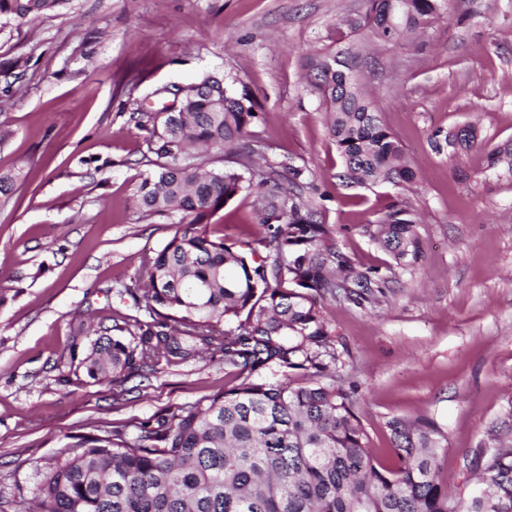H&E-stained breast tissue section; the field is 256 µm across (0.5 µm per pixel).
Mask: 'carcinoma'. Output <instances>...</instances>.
<instances>
[{
  "label": "carcinoma",
  "mask_w": 512,
  "mask_h": 512,
  "mask_svg": "<svg viewBox=\"0 0 512 512\" xmlns=\"http://www.w3.org/2000/svg\"><path fill=\"white\" fill-rule=\"evenodd\" d=\"M67 0H0V18L45 16ZM353 32L383 43L409 40L448 0H368ZM349 48L306 61L347 184L410 186L415 171L384 124ZM256 118L247 91L206 76L146 139L157 170L137 190L147 216H180L167 244L116 290L143 301L146 318L115 322L85 358L94 381L120 383L219 354L235 384L154 420L114 425L66 443L38 488L36 512H512V448L485 463L481 497L448 503L439 453L446 437L428 418H393L397 465L371 456L350 395L322 382L336 353L317 298L372 304L387 287L356 269L303 200L305 170L268 159L244 139ZM462 149L476 129L453 135ZM227 165L209 166L212 151ZM512 169V142L488 153ZM259 176L260 236L236 247L210 218ZM417 220L405 200L389 206L372 240L401 265L416 258ZM291 287H283L284 283ZM112 335H107V332Z\"/></svg>",
  "instance_id": "cac0c4a2"
}]
</instances>
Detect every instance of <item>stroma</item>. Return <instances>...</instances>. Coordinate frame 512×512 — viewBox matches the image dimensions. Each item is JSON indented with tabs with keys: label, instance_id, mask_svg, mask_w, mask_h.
I'll return each mask as SVG.
<instances>
[{
	"label": "stroma",
	"instance_id": "35a3bbf8",
	"mask_svg": "<svg viewBox=\"0 0 512 512\" xmlns=\"http://www.w3.org/2000/svg\"><path fill=\"white\" fill-rule=\"evenodd\" d=\"M457 24L450 0L414 40L374 44L364 81L416 171L410 189L343 185L307 56L356 41L367 0H69L41 18L0 26V512L35 507L44 463L67 439L136 423L223 392L221 356L112 384L89 379L92 325L138 315L119 297L177 217L133 205L155 170L134 112L161 89L205 75L248 91L250 127L268 156L308 170L304 190L339 249L388 286L377 303L319 302L337 353L336 384L358 409L375 460L392 464L394 417L443 429L441 480L468 498L476 459L512 446V170L487 154L512 141V0ZM91 52L84 60L83 52ZM471 124L478 147L435 145ZM257 192L210 219L213 236L254 240ZM404 199L421 216L417 261L397 266L370 225Z\"/></svg>",
	"mask_w": 512,
	"mask_h": 512
}]
</instances>
